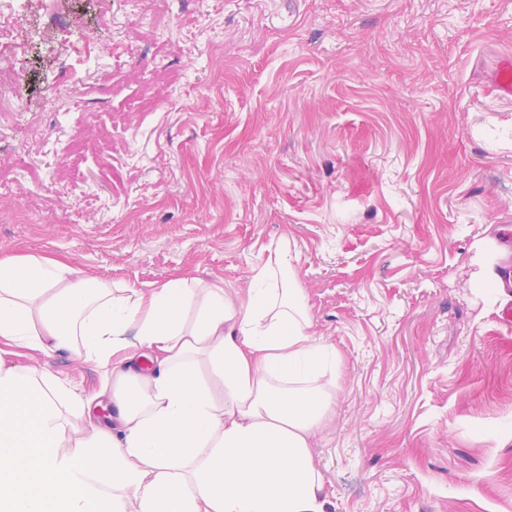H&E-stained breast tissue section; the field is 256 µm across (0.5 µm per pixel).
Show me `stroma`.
Instances as JSON below:
<instances>
[{
    "instance_id": "35a3bbf8",
    "label": "stroma",
    "mask_w": 512,
    "mask_h": 512,
    "mask_svg": "<svg viewBox=\"0 0 512 512\" xmlns=\"http://www.w3.org/2000/svg\"><path fill=\"white\" fill-rule=\"evenodd\" d=\"M0 9L27 44L0 168L28 165L0 258L242 299L288 238L341 355L315 448L334 512H512V294L477 282L512 262V98L490 89L512 0H171L150 25L128 0ZM0 359L101 388L65 349Z\"/></svg>"
}]
</instances>
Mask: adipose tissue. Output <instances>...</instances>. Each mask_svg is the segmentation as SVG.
Instances as JSON below:
<instances>
[{"instance_id": "obj_1", "label": "adipose tissue", "mask_w": 512, "mask_h": 512, "mask_svg": "<svg viewBox=\"0 0 512 512\" xmlns=\"http://www.w3.org/2000/svg\"><path fill=\"white\" fill-rule=\"evenodd\" d=\"M293 261L288 240L269 247L234 303L220 280L137 287L0 258V338L94 362L115 409L92 420L60 377L0 360V512H333L313 448L339 358Z\"/></svg>"}]
</instances>
